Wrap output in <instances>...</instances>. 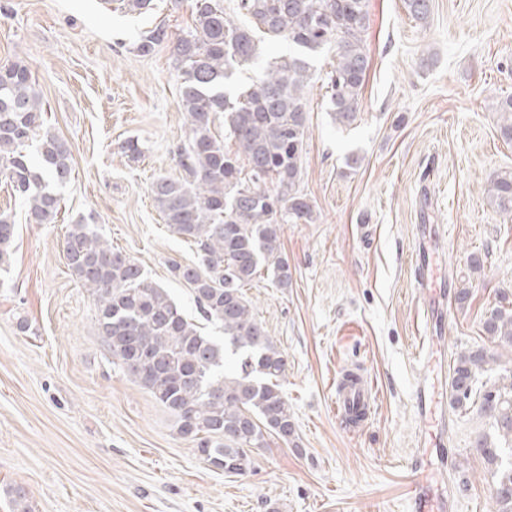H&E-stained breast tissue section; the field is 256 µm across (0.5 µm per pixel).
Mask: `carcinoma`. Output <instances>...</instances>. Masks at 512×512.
I'll use <instances>...</instances> for the list:
<instances>
[{
	"label": "carcinoma",
	"instance_id": "cac0c4a2",
	"mask_svg": "<svg viewBox=\"0 0 512 512\" xmlns=\"http://www.w3.org/2000/svg\"><path fill=\"white\" fill-rule=\"evenodd\" d=\"M404 5L422 22L431 0ZM234 12L245 22L227 15L224 0H194L193 27L172 42L188 138L177 149L181 177L161 175L151 184L164 223L197 254L191 264H171V275L189 286L224 342L202 332L167 289L149 281L94 225L83 219L69 225L63 251L71 274L94 298L112 363L169 411L181 438L209 452V465L243 475L249 452L267 447L266 437L286 441L295 433L280 384L287 356L267 335L245 287L263 270L277 287H288L280 221H314L299 187L311 59L327 47L335 51L323 87L329 115L342 126L360 112L369 60L367 0H236ZM279 39L290 51L269 53ZM167 41V30L157 26L139 37L135 50L147 56ZM263 56L269 61L262 76L233 88L236 69ZM494 110L502 137L512 140V96L497 100ZM45 112L28 66L0 65V178L25 201L33 224L56 223L55 188L72 173L70 148L45 128ZM219 119L233 150L215 133ZM32 140L36 164L24 153ZM488 193L496 210L512 217V169L494 173ZM14 248L15 225L0 214V270L11 266ZM483 326L499 349L460 353L450 398L458 409L478 406L491 421L494 436L480 438L474 451L495 466L493 512H512V370L497 372L502 351L512 352V308L490 310Z\"/></svg>",
	"mask_w": 512,
	"mask_h": 512
}]
</instances>
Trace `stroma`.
<instances>
[{
	"mask_svg": "<svg viewBox=\"0 0 512 512\" xmlns=\"http://www.w3.org/2000/svg\"><path fill=\"white\" fill-rule=\"evenodd\" d=\"M192 10L193 0H154L145 15L122 0H0V64L32 70L72 166L54 224L30 223L0 181V213L16 226L12 265L0 270V512H11L10 487L25 491L31 512H411V465L428 427L415 400L422 350L449 367L460 352L492 347L483 318L501 294L512 297V218L485 192L490 173L512 169V142L489 109L512 95V0H432L423 23L403 0H367L369 68L348 128L325 105L333 53L313 58L300 188L317 219L282 225L290 285L264 277L246 290L288 357L281 389L296 433L268 438L251 470L230 477L113 364L95 301L63 251L67 225L91 219L199 318L169 272L195 261V249L150 195L158 175L181 174L180 74L170 44L145 57L132 50L158 25L186 33ZM131 138L143 147L137 162L121 149ZM424 251L433 277L421 288ZM441 286L448 316L435 334L424 307ZM355 365L372 402L351 430L336 412V382ZM435 395L451 423L446 462L429 478L452 490L457 512H492L495 481L473 450L490 423L452 408L447 380Z\"/></svg>",
	"mask_w": 512,
	"mask_h": 512,
	"instance_id": "35a3bbf8",
	"label": "stroma"
}]
</instances>
